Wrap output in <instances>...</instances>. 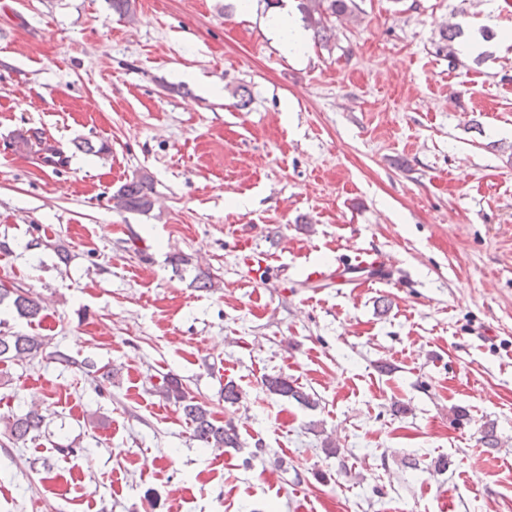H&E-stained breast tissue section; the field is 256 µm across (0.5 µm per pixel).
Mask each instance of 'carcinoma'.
Wrapping results in <instances>:
<instances>
[{"instance_id": "cac0c4a2", "label": "carcinoma", "mask_w": 512, "mask_h": 512, "mask_svg": "<svg viewBox=\"0 0 512 512\" xmlns=\"http://www.w3.org/2000/svg\"><path fill=\"white\" fill-rule=\"evenodd\" d=\"M353 8L354 0H298L297 4L303 21L314 30L317 37L325 41L329 39L332 19L352 14ZM462 35L463 29L459 23L449 25L442 33L443 45L438 50L446 52L451 64L459 61L455 43ZM39 152V160L45 166L57 170L67 164V157L52 146L43 147ZM151 191L149 178L141 176L123 185L115 197L123 209L144 213L152 207ZM6 301L18 316L29 320L37 318L41 312L39 302L21 288H0V305ZM44 346V340L39 336L16 333L1 335L0 361L32 360L43 352ZM263 385L269 393L290 397L304 406L315 407L318 404V400L311 394L294 386L288 378L281 375L265 377ZM160 393L166 399L181 405L185 417L190 421L195 441L207 448L239 447V434L233 422L229 420L223 424L217 423L209 406L190 396L180 380L172 376L163 378ZM42 421V415L31 409L22 415L0 418V425L5 428L6 438L15 444L33 438L39 432ZM480 442L483 447L491 450L499 447V438L493 423L483 424Z\"/></svg>"}]
</instances>
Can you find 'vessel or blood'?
Masks as SVG:
<instances>
[{"instance_id":"1","label":"vessel or blood","mask_w":512,"mask_h":512,"mask_svg":"<svg viewBox=\"0 0 512 512\" xmlns=\"http://www.w3.org/2000/svg\"><path fill=\"white\" fill-rule=\"evenodd\" d=\"M238 250L252 272L255 281H263L269 267V257L266 253L258 251L250 237H242L238 241ZM380 273L383 281L393 280L397 269L394 261L381 250L360 249L356 255L346 256L337 266L312 264L305 269L306 280L312 282H330L335 275H343L344 284L350 288H361L366 283V277L372 273Z\"/></svg>"}]
</instances>
